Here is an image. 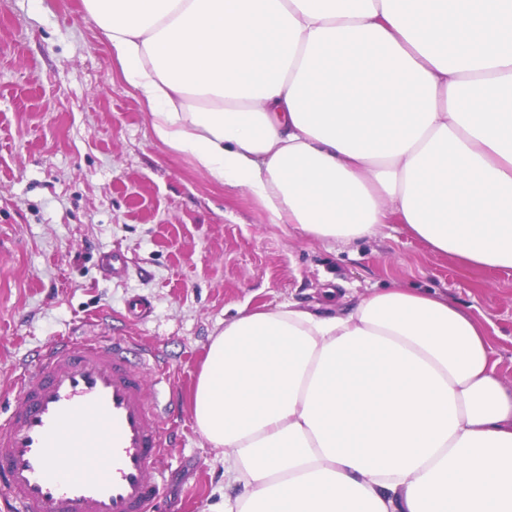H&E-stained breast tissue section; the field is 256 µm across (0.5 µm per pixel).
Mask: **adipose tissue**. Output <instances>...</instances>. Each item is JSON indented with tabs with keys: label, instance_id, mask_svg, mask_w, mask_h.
<instances>
[{
	"label": "adipose tissue",
	"instance_id": "obj_1",
	"mask_svg": "<svg viewBox=\"0 0 512 512\" xmlns=\"http://www.w3.org/2000/svg\"><path fill=\"white\" fill-rule=\"evenodd\" d=\"M155 137L269 223L512 269V0H83ZM435 291L238 310L191 394L210 512H512V390Z\"/></svg>",
	"mask_w": 512,
	"mask_h": 512
}]
</instances>
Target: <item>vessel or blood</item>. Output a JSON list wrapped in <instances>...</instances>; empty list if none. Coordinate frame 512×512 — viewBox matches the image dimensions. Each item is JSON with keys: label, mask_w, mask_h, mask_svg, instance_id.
Instances as JSON below:
<instances>
[{"label": "vessel or blood", "mask_w": 512, "mask_h": 512, "mask_svg": "<svg viewBox=\"0 0 512 512\" xmlns=\"http://www.w3.org/2000/svg\"><path fill=\"white\" fill-rule=\"evenodd\" d=\"M165 359L129 336L61 337L25 362L0 417V491L16 512H152L177 435ZM65 458L67 474L55 468Z\"/></svg>", "instance_id": "1"}]
</instances>
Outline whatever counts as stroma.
Returning a JSON list of instances; mask_svg holds the SVG:
<instances>
[{
	"label": "stroma",
	"instance_id": "stroma-1",
	"mask_svg": "<svg viewBox=\"0 0 512 512\" xmlns=\"http://www.w3.org/2000/svg\"><path fill=\"white\" fill-rule=\"evenodd\" d=\"M336 279L357 296L400 286L468 307L512 389V269L462 270L401 224L327 244L269 223L247 190L154 138L82 0H0V390L60 336L155 346L179 392L167 500L209 512L224 467L190 397L210 336L225 313L315 304ZM136 298L151 312L134 321Z\"/></svg>",
	"mask_w": 512,
	"mask_h": 512
}]
</instances>
